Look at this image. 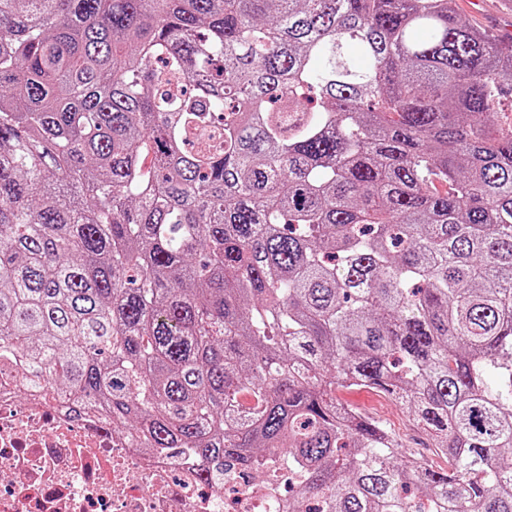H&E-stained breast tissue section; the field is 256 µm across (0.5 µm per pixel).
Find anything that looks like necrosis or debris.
<instances>
[{
  "instance_id": "4bbe7bcc",
  "label": "necrosis or debris",
  "mask_w": 512,
  "mask_h": 512,
  "mask_svg": "<svg viewBox=\"0 0 512 512\" xmlns=\"http://www.w3.org/2000/svg\"><path fill=\"white\" fill-rule=\"evenodd\" d=\"M80 401L27 400L0 375V512H272L255 484H202L203 461L133 448L100 417L75 416Z\"/></svg>"
}]
</instances>
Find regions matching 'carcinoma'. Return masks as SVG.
<instances>
[{
    "instance_id": "obj_1",
    "label": "carcinoma",
    "mask_w": 512,
    "mask_h": 512,
    "mask_svg": "<svg viewBox=\"0 0 512 512\" xmlns=\"http://www.w3.org/2000/svg\"><path fill=\"white\" fill-rule=\"evenodd\" d=\"M511 81L456 0H0V366L275 512H512ZM336 399L384 421L401 440L407 454H423L436 465H446L445 460L434 453V448H430L427 433L415 424L412 417L396 401L376 390L362 387L336 389Z\"/></svg>"
}]
</instances>
